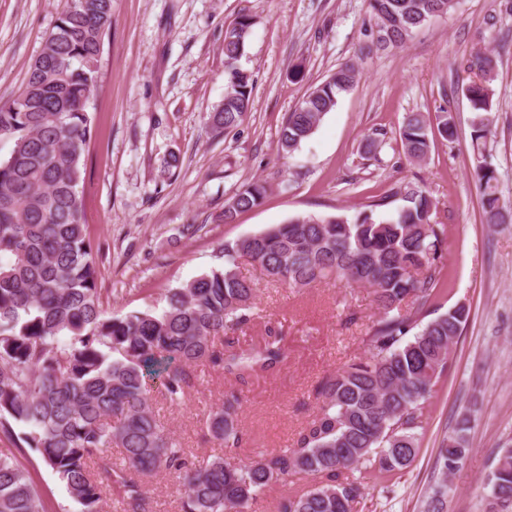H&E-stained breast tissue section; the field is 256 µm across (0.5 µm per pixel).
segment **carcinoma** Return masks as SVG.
Masks as SVG:
<instances>
[{
	"mask_svg": "<svg viewBox=\"0 0 512 512\" xmlns=\"http://www.w3.org/2000/svg\"><path fill=\"white\" fill-rule=\"evenodd\" d=\"M377 44L401 46L458 0H367ZM112 0H65L27 78L0 105V137L13 140L0 160V433L16 448L37 452L75 507L102 512H153L146 479L161 471L181 483L179 512H248L264 491L297 474L319 479L306 491L283 495L276 512H354L366 487L414 461L417 430L432 388L447 369L455 338L470 309L457 304L424 321L440 292L447 225L417 184L399 182L405 205L375 214L382 198L350 219L298 215L285 224L224 244V265L168 291L166 307L120 317L101 308L99 271L84 223L81 183L92 135L93 92ZM251 22L243 16L224 33V102L213 126L229 133L251 109L252 76L237 61ZM497 58L479 51L467 62L461 91L475 116L471 148L484 222L511 224L492 163L489 113ZM361 79L340 65L288 113L278 143L296 151L338 97ZM452 143L457 128L444 110L430 118L412 112L399 138L406 157L425 160L432 129ZM259 182L241 186L224 204V221L259 205ZM258 265L283 288L301 291L329 281L372 289L378 319L363 336L368 355L337 370L318 390L314 415L290 446L247 460L216 456L195 465L165 433L153 394L179 404L214 371L233 389L206 424L220 447L240 448L243 387L287 363L282 327L269 326L255 347L235 344L257 312V288L240 264ZM470 418L461 416L438 449L444 480L468 452ZM501 494L512 498V446L500 448L492 470ZM0 512H47L14 454L0 452Z\"/></svg>",
	"mask_w": 512,
	"mask_h": 512,
	"instance_id": "1",
	"label": "carcinoma"
}]
</instances>
